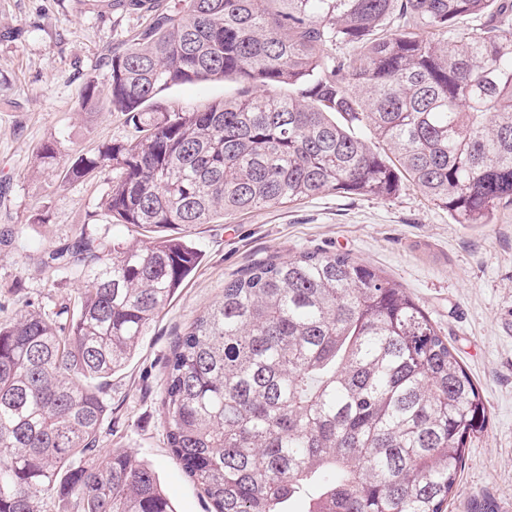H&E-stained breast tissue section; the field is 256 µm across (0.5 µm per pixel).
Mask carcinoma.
Segmentation results:
<instances>
[{
	"label": "carcinoma",
	"instance_id": "cac0c4a2",
	"mask_svg": "<svg viewBox=\"0 0 512 512\" xmlns=\"http://www.w3.org/2000/svg\"><path fill=\"white\" fill-rule=\"evenodd\" d=\"M143 30L104 54L134 130L65 178L115 171L104 215L191 229L322 194L410 183L456 224L512 206V0H115ZM465 17L483 27L459 26ZM238 96L165 112L173 85ZM199 263L180 238L76 232L43 265L76 312L0 323V512H174L154 472L97 446L120 370ZM173 458L214 512H445L487 407L422 308L345 253L305 251L224 283L174 342L163 384Z\"/></svg>",
	"mask_w": 512,
	"mask_h": 512
}]
</instances>
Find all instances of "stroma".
Returning <instances> with one entry per match:
<instances>
[{
	"mask_svg": "<svg viewBox=\"0 0 512 512\" xmlns=\"http://www.w3.org/2000/svg\"><path fill=\"white\" fill-rule=\"evenodd\" d=\"M144 25L138 13L92 0H0V320L74 303L75 284L48 275L40 259L69 241L76 226L107 245L185 237L200 263L126 367L102 383L110 411L100 445L149 465L176 512H211L166 439L160 398L176 336L221 297L225 282L255 263L318 249L350 254L419 304L455 348L488 408L487 428L465 450L459 491L447 512H475L485 503L512 512V208L492 224H456L409 185L388 199L322 195L188 231L132 232L112 223L99 208L111 169L77 182L66 180L65 171L76 154L131 138L121 113L106 108L110 85L100 64L107 47L121 46ZM90 80L97 104L87 109L81 94ZM238 89L229 78L179 84L157 103L202 108L235 97ZM47 142L56 144L58 157L43 166L36 152Z\"/></svg>",
	"mask_w": 512,
	"mask_h": 512,
	"instance_id": "stroma-1",
	"label": "stroma"
}]
</instances>
